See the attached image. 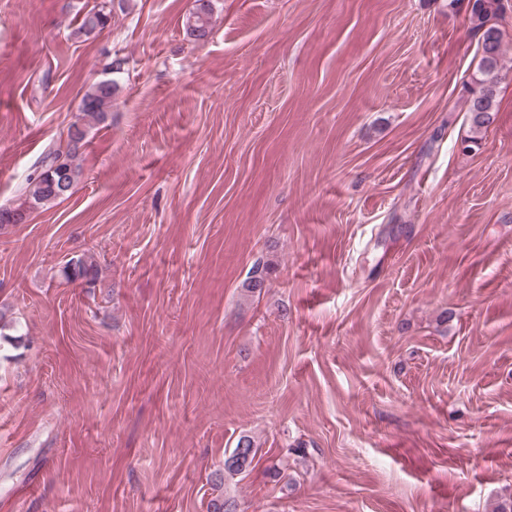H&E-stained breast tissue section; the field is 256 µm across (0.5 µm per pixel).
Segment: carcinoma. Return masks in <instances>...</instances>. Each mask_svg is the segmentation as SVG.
<instances>
[{
  "mask_svg": "<svg viewBox=\"0 0 512 512\" xmlns=\"http://www.w3.org/2000/svg\"><path fill=\"white\" fill-rule=\"evenodd\" d=\"M470 14L472 29L479 34L481 59L468 112L471 114L473 132L478 134L495 119L497 73L503 60L501 24L506 14L504 0H471ZM107 21L106 4H97L85 12L76 34L89 35L100 31ZM187 30L199 40L210 35V11L206 4H200L192 19L188 20ZM116 89L117 82L113 79L101 80L89 86L80 100L77 120L69 126L67 136L51 143L35 163L34 171L23 188V201L16 207L0 206L1 225L21 224L27 211L73 194L79 174L76 161L85 145L88 130L106 120ZM271 272V261L257 260L243 283V290L250 294L261 292L266 288ZM62 275L68 282H96L99 265L95 255L82 254L69 259L62 269ZM257 453L252 436H239L235 448L224 459V470L233 474L247 471ZM208 509L209 512H237V504L235 500L220 494L209 501Z\"/></svg>",
  "mask_w": 512,
  "mask_h": 512,
  "instance_id": "carcinoma-1",
  "label": "carcinoma"
}]
</instances>
